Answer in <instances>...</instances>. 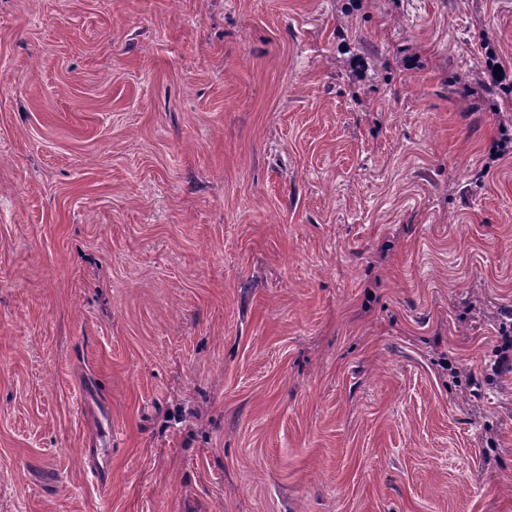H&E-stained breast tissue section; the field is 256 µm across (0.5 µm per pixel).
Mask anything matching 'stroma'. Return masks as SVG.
<instances>
[{
	"mask_svg": "<svg viewBox=\"0 0 512 512\" xmlns=\"http://www.w3.org/2000/svg\"><path fill=\"white\" fill-rule=\"evenodd\" d=\"M505 138L512 0H0V512H512ZM504 315L509 318L508 322L501 323V331H499L500 345L498 354L496 355V365L499 370L504 368H512V308L507 307L503 311Z\"/></svg>",
	"mask_w": 512,
	"mask_h": 512,
	"instance_id": "stroma-1",
	"label": "stroma"
}]
</instances>
